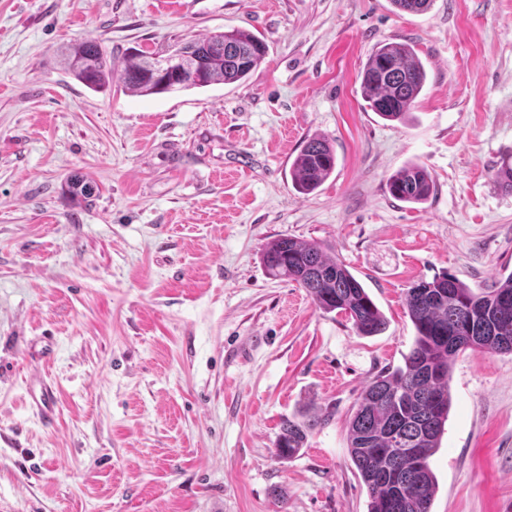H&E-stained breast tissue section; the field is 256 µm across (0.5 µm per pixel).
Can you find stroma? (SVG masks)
<instances>
[{
	"label": "stroma",
	"instance_id": "35a3bbf8",
	"mask_svg": "<svg viewBox=\"0 0 512 512\" xmlns=\"http://www.w3.org/2000/svg\"><path fill=\"white\" fill-rule=\"evenodd\" d=\"M233 28L268 46L241 83L97 93L64 66L85 38L119 62ZM400 36L427 70L402 123L360 90ZM314 135L336 170L304 195L289 168ZM505 163L512 0H0V512H368L348 420L413 345L412 283L512 273ZM410 164L434 180L413 207L386 187ZM280 237L327 245L384 332L271 279ZM33 372L57 385L54 427ZM450 374L431 512H512V354L469 349ZM308 410L331 418L279 459L282 419ZM30 407L44 425L52 426L57 416L54 386L36 377L30 390Z\"/></svg>",
	"mask_w": 512,
	"mask_h": 512
}]
</instances>
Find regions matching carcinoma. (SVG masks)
<instances>
[{"instance_id": "cac0c4a2", "label": "carcinoma", "mask_w": 512, "mask_h": 512, "mask_svg": "<svg viewBox=\"0 0 512 512\" xmlns=\"http://www.w3.org/2000/svg\"><path fill=\"white\" fill-rule=\"evenodd\" d=\"M432 0H391L406 13L428 10ZM183 59L174 81L155 73L151 61L168 51L136 50L127 55L122 81L129 93L150 96L214 84L230 85L250 77L266 55V45L248 30L234 28L176 47ZM65 69L95 92L110 88L112 55L88 39L65 53ZM427 72L414 45L390 39L371 53L362 72L361 93L370 109L386 121H404L424 90ZM336 156L328 140L307 139L293 159L295 188L309 194L332 174ZM434 181L420 165H408L388 180V192L409 204L426 202ZM267 274L304 288L315 307L346 315L360 336H376L387 320L361 282L319 242L289 237L272 241L262 254ZM407 315L415 329L404 365L369 383L348 421L349 455L367 488L368 512H431L437 480L429 458L439 446L450 406V367L467 349L512 354V273L491 288L475 291L442 273L407 289ZM331 414L306 412L285 418L276 451L294 457L308 436Z\"/></svg>"}]
</instances>
